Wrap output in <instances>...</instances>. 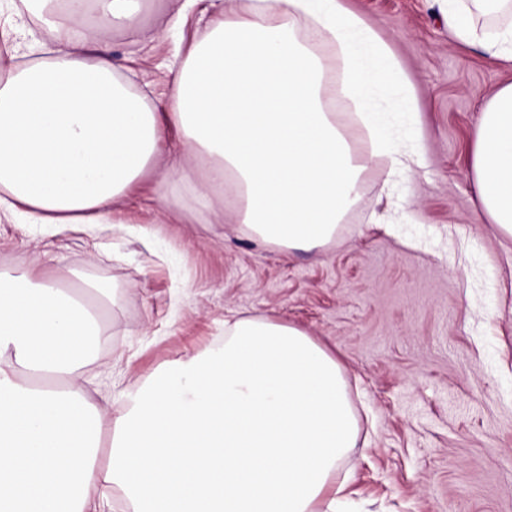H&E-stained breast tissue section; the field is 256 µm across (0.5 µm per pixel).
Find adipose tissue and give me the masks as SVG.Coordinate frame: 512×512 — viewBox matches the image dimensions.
I'll use <instances>...</instances> for the list:
<instances>
[{"mask_svg": "<svg viewBox=\"0 0 512 512\" xmlns=\"http://www.w3.org/2000/svg\"><path fill=\"white\" fill-rule=\"evenodd\" d=\"M48 60L0 82V213L24 224H108L149 170L193 185L216 224L288 251L330 243L365 164L324 99L327 65L295 32L306 18L343 53V93L374 126L391 81L375 32L338 0H207L190 58L167 69L156 110L86 36L143 31L145 0H27ZM465 44L512 60V20L478 26L447 0ZM177 133L186 164L163 157ZM470 172L512 238V82L482 108ZM99 328L85 302L29 272L0 273V512H103L99 482L130 512H316L347 499L336 473L359 426L341 363L302 329L261 315L224 343L158 370L105 417L82 382Z\"/></svg>", "mask_w": 512, "mask_h": 512, "instance_id": "adipose-tissue-1", "label": "adipose tissue"}]
</instances>
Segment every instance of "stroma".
Segmentation results:
<instances>
[{
    "label": "stroma",
    "instance_id": "obj_1",
    "mask_svg": "<svg viewBox=\"0 0 512 512\" xmlns=\"http://www.w3.org/2000/svg\"><path fill=\"white\" fill-rule=\"evenodd\" d=\"M375 32L393 72L390 95L408 113L381 114L390 149L418 162L388 190V159H367L361 192L334 243L290 254L235 224H210L189 194L170 224L174 188L161 172L133 189L126 223L0 222V270L116 290L103 303L105 334L84 385L106 415L120 405L107 377L133 388L163 365L223 344L243 312L295 325L343 363L357 445L339 474L353 512H512V238L482 209L469 177L480 108L512 80L449 30L442 0H340ZM177 0H153L144 35L107 46L153 105L160 66L185 59L198 36L165 31ZM38 23L23 0H0V79L48 58L18 25Z\"/></svg>",
    "mask_w": 512,
    "mask_h": 512
}]
</instances>
